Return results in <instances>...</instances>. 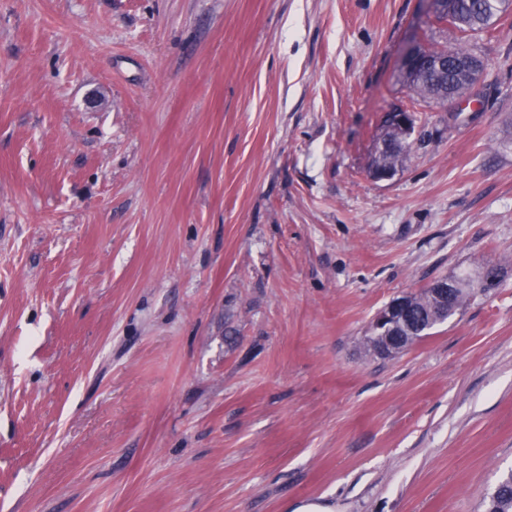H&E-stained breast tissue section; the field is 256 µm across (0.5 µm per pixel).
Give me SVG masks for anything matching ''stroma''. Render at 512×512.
Instances as JSON below:
<instances>
[{"mask_svg":"<svg viewBox=\"0 0 512 512\" xmlns=\"http://www.w3.org/2000/svg\"><path fill=\"white\" fill-rule=\"evenodd\" d=\"M430 0H0V512H483L512 471V10L414 105ZM500 265L400 354L391 300ZM403 112V122L405 126H414L412 123V114L402 107H396L395 112H387L383 121V134L381 135L376 150V156L373 160V170H385L395 174L399 168H402L407 160L411 144L409 139L412 133L401 125L398 120Z\"/></svg>","mask_w":512,"mask_h":512,"instance_id":"35a3bbf8","label":"stroma"}]
</instances>
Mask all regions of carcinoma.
Segmentation results:
<instances>
[{
	"label": "carcinoma",
	"instance_id": "carcinoma-1",
	"mask_svg": "<svg viewBox=\"0 0 512 512\" xmlns=\"http://www.w3.org/2000/svg\"><path fill=\"white\" fill-rule=\"evenodd\" d=\"M448 10L435 15L440 22H446L449 42L443 47L424 46L428 54L450 56V66L444 72L424 70L407 83L411 103L434 100L453 109L455 102L471 95L475 86L473 80L454 81L456 68L477 57L470 38L488 31L497 18L512 8V0H446ZM400 113L388 112L384 116L381 135L373 160L372 169L395 173L407 160L412 133L398 120ZM414 313L418 323L416 336L423 338L432 329L430 320L440 315L436 300L427 288L412 293ZM486 512H512V471L501 478L495 493L486 502Z\"/></svg>",
	"mask_w": 512,
	"mask_h": 512
}]
</instances>
